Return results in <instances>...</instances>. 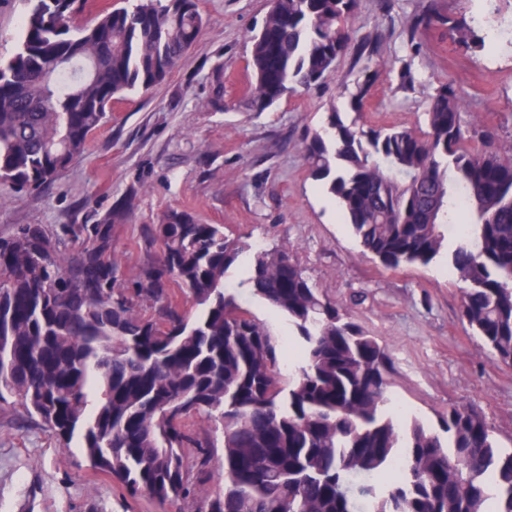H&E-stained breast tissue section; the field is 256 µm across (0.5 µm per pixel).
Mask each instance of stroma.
Wrapping results in <instances>:
<instances>
[{"mask_svg": "<svg viewBox=\"0 0 512 512\" xmlns=\"http://www.w3.org/2000/svg\"><path fill=\"white\" fill-rule=\"evenodd\" d=\"M203 28L186 59L145 92L112 104L110 120L85 151L38 190L0 184V236L22 224L53 230L94 223L133 199L114 231L126 269L144 260L142 229L168 210L186 211L227 236L270 248L285 244L310 282L349 319L386 345L388 394L406 418L438 428L449 405L483 412L502 446L512 445V367L462 322L465 285L447 254L429 265L387 269L359 241L303 159L306 135L326 115L378 126L423 128L430 96L451 81L468 118L512 147V0H358L355 41L381 37V57L357 51L321 84L284 95L258 111L251 36L268 0H198ZM479 19L481 48L464 50L435 26L410 38L409 17L426 10ZM24 0H0V61L16 50ZM379 78L361 113L349 108L365 67ZM251 314L282 344L297 332L287 317L240 289ZM195 498L159 504L133 498L110 477L88 470L77 448H60L19 404L0 408V512H196Z\"/></svg>", "mask_w": 512, "mask_h": 512, "instance_id": "1", "label": "stroma"}]
</instances>
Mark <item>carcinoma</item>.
Here are the masks:
<instances>
[{"label": "carcinoma", "instance_id": "carcinoma-1", "mask_svg": "<svg viewBox=\"0 0 512 512\" xmlns=\"http://www.w3.org/2000/svg\"><path fill=\"white\" fill-rule=\"evenodd\" d=\"M16 53L0 62V183L37 190L83 153L112 101L161 83L204 24L198 0H138L90 25L87 0H27ZM357 0H276L252 40L250 105L321 82L349 50ZM447 28L484 46L475 18L414 16L410 39ZM378 78L366 73L350 108ZM426 129L345 122L336 109L308 136L309 174L327 186L365 255L385 268L431 263L464 225L450 268L466 284L461 319L512 365V156L473 145L453 83L430 97ZM72 227L71 254L43 224L0 238V404L14 399L62 448L136 498L198 512H512V448L484 414L450 405L435 431L400 421L384 346L323 298L283 244L224 234L184 211L145 229L159 244L125 272L113 242L123 211ZM250 253L240 285L288 317L301 361L282 386L284 348L224 280ZM198 311L179 309L177 292ZM221 433L224 489L205 488ZM197 449L188 457L186 449ZM400 479L380 483L394 461Z\"/></svg>", "mask_w": 512, "mask_h": 512}]
</instances>
